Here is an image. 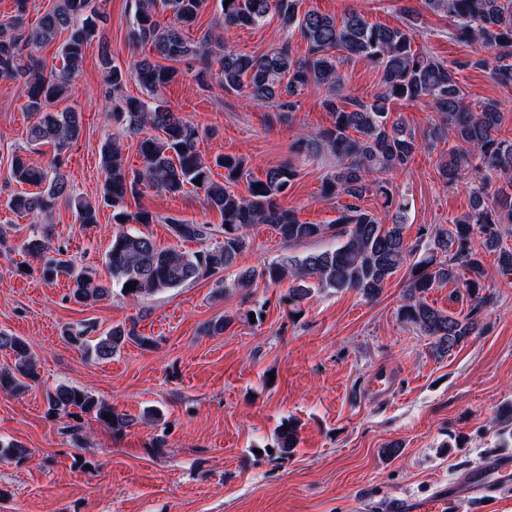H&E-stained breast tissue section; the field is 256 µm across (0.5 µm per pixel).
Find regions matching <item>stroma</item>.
<instances>
[{"mask_svg":"<svg viewBox=\"0 0 512 512\" xmlns=\"http://www.w3.org/2000/svg\"><path fill=\"white\" fill-rule=\"evenodd\" d=\"M400 0H303V9L342 15L360 12L372 24L401 25ZM103 34L114 64L127 68L148 55L133 44L132 0H105ZM448 17L421 9L414 46L448 62L471 54L454 41ZM230 39L237 50L262 54L289 41L294 55L306 44L299 33L283 38L277 18L259 28H236ZM179 82L166 90L173 111L205 129L200 144L205 157L235 154L249 159L255 176L288 156L297 131L315 134L329 125L323 90L303 96L288 124L273 122L269 108L247 105L242 96L216 80L199 86L197 63H180ZM351 97L370 102L383 87L377 65L354 58L342 66ZM465 100L477 108L496 101L502 112V137L512 139V88L488 73L464 70ZM98 47L90 45L75 78L67 106L82 113V132L64 156L63 172L72 189L93 197L103 178L100 148L105 140L123 147L126 165L142 163L138 137L108 123ZM26 99L13 83L0 84V225H8L13 244L28 235V220L9 210L19 186L9 175L16 153L27 146L33 119ZM393 117L414 134L419 150L409 169L389 180L409 201L404 229L415 242L421 227L451 224L469 209L466 184L449 187L436 172L447 142L426 148L434 119L421 103L396 102ZM300 177L283 207L296 210L310 224L336 219V200L323 199L322 160L298 157ZM130 210L148 209L192 223L220 224L206 208L203 194L188 189L169 197L146 191L130 199ZM53 227V245L76 269L93 266L108 279L104 251L112 237L109 210L95 225L83 227L65 205L43 215ZM250 247L239 264L263 269L286 254L304 255L327 248V241L284 243L270 225L249 231ZM20 251L0 254V330L28 342L39 381L24 394L0 390V441L29 448L21 462L0 461V512H387L392 496L423 493L435 484L460 477L488 454L499 452L504 408L512 406V272L502 271L497 255L487 252V299L479 320L482 330L443 358L434 357L428 337L398 316L409 276L401 268L382 295L366 299L356 290L314 292L300 321H291L277 299L289 281L271 285L258 278L250 287L235 285L234 271L224 272L223 288L202 279L132 304L119 294L83 307L69 301L70 283H44L38 275L19 276ZM263 306L260 320H246L247 310ZM135 318L140 331L156 339L153 349L129 344L112 359L83 356L62 338L67 326L93 324L97 332ZM227 319L221 333L207 332L210 322ZM75 386L117 410L137 416L156 408L169 426L167 434L136 425L115 434L93 417L53 416L47 390ZM299 423V443L281 459L271 454L274 431L282 420ZM83 429L82 444L68 429ZM163 436V454L151 453ZM460 447H452V440ZM399 444L390 457L385 449Z\"/></svg>","mask_w":512,"mask_h":512,"instance_id":"35a3bbf8","label":"stroma"}]
</instances>
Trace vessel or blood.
<instances>
[{"label": "vessel or blood", "mask_w": 512, "mask_h": 512, "mask_svg": "<svg viewBox=\"0 0 512 512\" xmlns=\"http://www.w3.org/2000/svg\"><path fill=\"white\" fill-rule=\"evenodd\" d=\"M512 495V458L487 457L462 478L442 483L424 494L392 498L390 512H498Z\"/></svg>", "instance_id": "vessel-or-blood-1"}]
</instances>
